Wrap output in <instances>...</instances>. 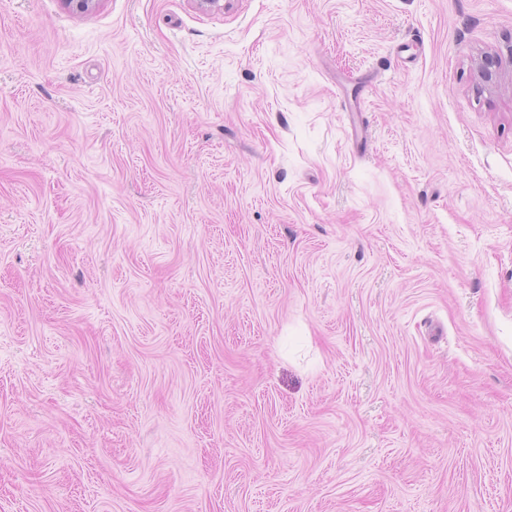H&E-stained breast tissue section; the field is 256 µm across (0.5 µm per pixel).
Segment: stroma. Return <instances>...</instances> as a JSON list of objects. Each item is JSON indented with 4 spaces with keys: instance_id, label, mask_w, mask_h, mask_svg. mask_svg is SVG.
Instances as JSON below:
<instances>
[{
    "instance_id": "stroma-1",
    "label": "stroma",
    "mask_w": 512,
    "mask_h": 512,
    "mask_svg": "<svg viewBox=\"0 0 512 512\" xmlns=\"http://www.w3.org/2000/svg\"><path fill=\"white\" fill-rule=\"evenodd\" d=\"M0 512H512V0H0Z\"/></svg>"
}]
</instances>
